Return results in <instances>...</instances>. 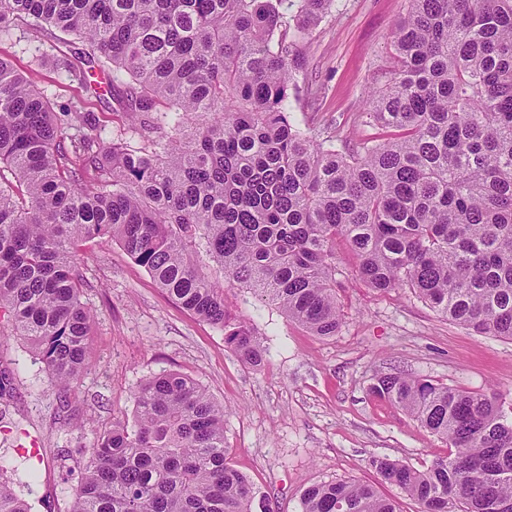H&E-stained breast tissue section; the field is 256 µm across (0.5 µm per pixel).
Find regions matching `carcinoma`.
Returning a JSON list of instances; mask_svg holds the SVG:
<instances>
[{
    "mask_svg": "<svg viewBox=\"0 0 512 512\" xmlns=\"http://www.w3.org/2000/svg\"><path fill=\"white\" fill-rule=\"evenodd\" d=\"M395 65L369 91L374 142L339 150L293 121L311 31L335 0H0V40L58 31L59 73L126 87L132 148L80 103L53 110L0 58V315L52 383L81 381L92 312L79 243L107 237L184 309L259 366L255 328L224 283L314 335H336V239L380 292L408 288L438 315L512 340V0H406ZM374 392L448 442L423 470L375 461L420 512H512V420L495 397L414 376ZM89 448L68 512H252L224 446V405L162 372ZM0 512H31L4 477ZM300 512H400L370 484L315 483Z\"/></svg>",
    "mask_w": 512,
    "mask_h": 512,
    "instance_id": "1",
    "label": "carcinoma"
}]
</instances>
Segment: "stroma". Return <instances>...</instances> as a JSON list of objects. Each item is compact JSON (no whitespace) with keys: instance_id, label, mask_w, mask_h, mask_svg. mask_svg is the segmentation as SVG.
I'll use <instances>...</instances> for the list:
<instances>
[{"instance_id":"stroma-1","label":"stroma","mask_w":512,"mask_h":512,"mask_svg":"<svg viewBox=\"0 0 512 512\" xmlns=\"http://www.w3.org/2000/svg\"><path fill=\"white\" fill-rule=\"evenodd\" d=\"M405 0H336L304 51L300 84L309 96L292 115L307 132L334 137L337 148L371 140L363 119L368 90L391 70L390 32ZM57 40L0 42L7 58L53 106L82 96L113 133L127 119L111 96L81 93L60 76ZM94 313L87 370L59 392L26 343L0 323V367L14 372V400L0 430V459L18 464L16 480L35 512H68L87 449L114 417L132 415L133 392L149 377L174 371L198 381L226 408L224 444L255 493L253 512H298L308 486L346 479L375 486L401 512H420L399 487L381 483L373 461L386 457L426 469L447 455L445 440L372 390L378 376L403 371L464 391H495L512 418V341L485 336L439 317L410 290L379 292L355 273L344 240L336 242V294L343 323L330 338L312 335L253 291L226 289L232 316L252 323L267 351L262 365L242 360L223 331L172 301L115 241L79 248ZM66 456L59 467L57 456Z\"/></svg>"}]
</instances>
